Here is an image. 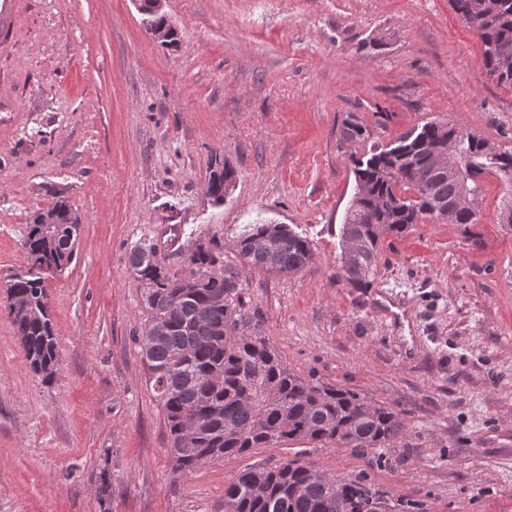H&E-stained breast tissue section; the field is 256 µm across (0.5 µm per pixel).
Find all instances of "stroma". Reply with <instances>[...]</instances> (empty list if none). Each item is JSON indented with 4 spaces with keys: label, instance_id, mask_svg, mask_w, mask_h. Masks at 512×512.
Here are the masks:
<instances>
[{
    "label": "stroma",
    "instance_id": "stroma-1",
    "mask_svg": "<svg viewBox=\"0 0 512 512\" xmlns=\"http://www.w3.org/2000/svg\"><path fill=\"white\" fill-rule=\"evenodd\" d=\"M164 11L173 47L151 38L135 0H0V512H224L232 477L295 457L367 473L425 512H512L505 183L487 179L472 232L430 221L388 238L371 287H349L340 263L349 153L443 118L512 148V87L486 74L478 37L448 0H166ZM350 114L370 136L343 151ZM218 159L234 171L220 203L206 191ZM59 191L82 224L76 259L45 274L59 350L46 383L4 285L29 266L30 215ZM254 224L306 238L308 266L241 268L235 242ZM211 239L292 372L402 413L389 464L289 441L173 473L128 256L153 245L182 277Z\"/></svg>",
    "mask_w": 512,
    "mask_h": 512
}]
</instances>
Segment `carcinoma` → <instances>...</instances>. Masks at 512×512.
I'll return each mask as SVG.
<instances>
[{"label":"carcinoma","mask_w":512,"mask_h":512,"mask_svg":"<svg viewBox=\"0 0 512 512\" xmlns=\"http://www.w3.org/2000/svg\"><path fill=\"white\" fill-rule=\"evenodd\" d=\"M449 4L480 39L488 75L512 86V0ZM457 126L426 122L369 158L353 160L357 186L342 226L340 258L346 283L370 287L382 240L440 220L436 203H455L465 190L477 202L487 177L512 176V150L490 157L488 141L472 132L460 141V169L436 165L433 146ZM369 136L358 119L342 121L341 144ZM422 182L430 193L402 195ZM47 220L53 226L50 238L42 230ZM81 223L78 211L63 199L35 212L22 242L29 275L7 284L8 315L30 367L46 381L56 373L58 341L43 274L71 264ZM209 244L191 252L189 275L182 278L146 256L152 247H138L128 258L150 314L139 340L148 381L166 415L174 471L187 476L226 456L290 440L341 444L385 463L383 449L394 447L407 430L401 414L351 389L288 369L246 309L237 273L216 270L219 246L213 240ZM235 248L243 266L270 273L295 274L312 259L309 242L286 224H255ZM385 507L421 512L419 504L381 494L364 473L330 475L298 459L244 470L224 488V512H382Z\"/></svg>","instance_id":"cac0c4a2"}]
</instances>
